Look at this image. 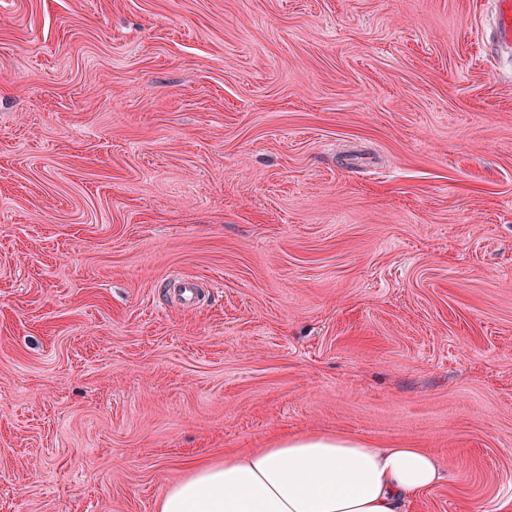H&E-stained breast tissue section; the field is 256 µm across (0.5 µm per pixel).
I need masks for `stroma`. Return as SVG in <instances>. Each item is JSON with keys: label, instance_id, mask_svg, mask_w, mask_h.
Returning <instances> with one entry per match:
<instances>
[{"label": "stroma", "instance_id": "35a3bbf8", "mask_svg": "<svg viewBox=\"0 0 512 512\" xmlns=\"http://www.w3.org/2000/svg\"><path fill=\"white\" fill-rule=\"evenodd\" d=\"M492 16L0 0V512H154L305 432L432 449L406 512H512Z\"/></svg>", "mask_w": 512, "mask_h": 512}]
</instances>
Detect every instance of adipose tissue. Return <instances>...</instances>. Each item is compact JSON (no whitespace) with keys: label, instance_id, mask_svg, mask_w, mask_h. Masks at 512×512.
<instances>
[{"label":"adipose tissue","instance_id":"obj_1","mask_svg":"<svg viewBox=\"0 0 512 512\" xmlns=\"http://www.w3.org/2000/svg\"><path fill=\"white\" fill-rule=\"evenodd\" d=\"M442 479L429 449L307 432L189 463L156 512H402Z\"/></svg>","mask_w":512,"mask_h":512}]
</instances>
